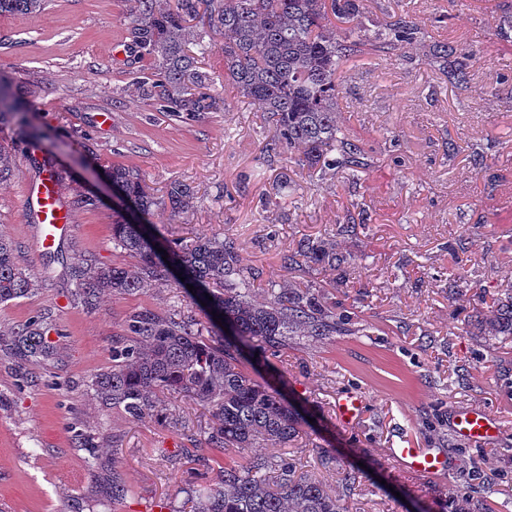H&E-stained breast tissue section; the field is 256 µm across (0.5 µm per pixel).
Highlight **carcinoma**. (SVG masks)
<instances>
[{
    "label": "carcinoma",
    "instance_id": "carcinoma-1",
    "mask_svg": "<svg viewBox=\"0 0 512 512\" xmlns=\"http://www.w3.org/2000/svg\"><path fill=\"white\" fill-rule=\"evenodd\" d=\"M125 7L127 64L140 65L136 91L155 112L202 125L226 111L224 98L211 89L190 46L206 51L202 34L224 37V81L266 114L273 134L263 152L274 158L297 149L296 164L322 175L340 169L352 173L374 168L365 144L344 133L337 122L340 78L344 65L369 44L395 54L412 42L417 28L399 18L373 34L362 32L358 17L367 0H122ZM48 0H0V15L43 12ZM201 24L194 33L188 22ZM429 61L448 71L457 84L470 81L466 48L432 42ZM9 128L31 143L45 139L33 125L29 109L16 92L11 74L0 68V130ZM107 178L121 192L124 215L112 224L115 248L136 259L130 268L81 264L74 270V295L93 310L104 293L132 295L152 284L181 287L158 249L179 260L193 281L189 295L204 314H159L142 308L125 320L123 333L112 337V366L95 374L88 388L104 409H121L133 420L155 410L160 396L187 398L212 412L210 455L202 467L218 466V480L189 490L191 512H345L323 484L299 474L288 462L270 475L269 462L221 463L228 448H285L299 436L305 417L285 399L278 376L259 382L245 365L244 352L267 359L288 348V337L330 339L346 331L336 306L311 288L284 285L267 289L259 301L254 283L260 273L241 267L230 239L201 238L189 248L159 236L150 223L153 208L176 216L194 199L188 184L173 183L166 196L150 192L140 171L117 165ZM287 270L315 261L334 276H343L354 258L336 244L302 239L280 257ZM34 290L31 277L19 271L12 243L0 237V302L24 298ZM212 299H207V296ZM230 335H225L223 327ZM472 334L501 343L512 341V289L493 299L487 311L470 321ZM15 357L43 364L57 351L49 327L39 319L19 325L7 342ZM495 486L486 477L451 492V512H490L486 498ZM130 486L117 473L107 482L106 497L125 500Z\"/></svg>",
    "mask_w": 512,
    "mask_h": 512
}]
</instances>
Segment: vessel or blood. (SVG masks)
I'll return each mask as SVG.
<instances>
[{
    "label": "vessel or blood",
    "instance_id": "b4317fda",
    "mask_svg": "<svg viewBox=\"0 0 512 512\" xmlns=\"http://www.w3.org/2000/svg\"><path fill=\"white\" fill-rule=\"evenodd\" d=\"M24 207L36 224L35 247L38 252L50 250L58 238L72 229L71 214L61 202L59 184L53 177L43 178L27 190ZM362 404L361 395L342 394L336 401V414L341 421L352 422L358 417ZM453 426L458 435L469 440H487L499 434L492 419L480 410L472 409L457 413L453 419ZM390 454L407 471L415 475L443 476L448 472L446 458L428 448H394Z\"/></svg>",
    "mask_w": 512,
    "mask_h": 512
}]
</instances>
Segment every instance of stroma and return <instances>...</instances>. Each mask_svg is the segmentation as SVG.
I'll list each match as a JSON object with an SVG mask.
<instances>
[{
    "mask_svg": "<svg viewBox=\"0 0 512 512\" xmlns=\"http://www.w3.org/2000/svg\"><path fill=\"white\" fill-rule=\"evenodd\" d=\"M400 17L417 39L394 57L366 49L343 68L339 125L363 140L374 171L326 176L296 165V150L274 160L262 152L272 129L262 113L224 81L221 35L209 34L199 66L228 109L203 125L169 120L138 97L134 75L113 57L126 41L121 0H50L40 14L0 16V66L15 73L30 118L47 134L32 145L10 130L0 148L15 165L0 182V236L31 276L28 297L0 303V337L25 320L46 318L57 362L30 365L0 350V512H189L182 489L203 485L197 460L207 455L214 425L209 408L163 398L133 420L101 410L87 389L112 363V337L135 309L195 314L179 288L154 285L134 295L104 297L87 312L74 300L71 269L89 260L132 266L112 244L115 165L141 171L155 196L181 181L195 190L179 217L156 210L158 232L182 244L218 235L234 241L245 267L263 283L313 288L348 316V330L329 339L294 336L273 366L289 400L309 423L287 448L228 449L242 462L261 454L292 463L341 498L347 512H445L451 490L492 475L493 512H512V344L465 333L476 310L512 288V0H368L361 17L376 30ZM459 42L472 53L470 82L460 87L428 60L435 41ZM112 116L109 128L98 114ZM61 179L73 230L37 252L34 223L22 209L28 185L44 174ZM296 183L280 187L282 175ZM94 194L97 209L76 206ZM357 215L355 232L343 224ZM327 240L354 256L344 282L332 285L320 267L291 271L281 255L301 238ZM360 392L358 421L341 425L337 397ZM485 411L499 438L457 435L451 415ZM95 437L97 467L71 448L72 429ZM330 449L332 461L318 454ZM435 448L448 460L445 478L416 477L389 456L392 448ZM366 465L358 483L344 473ZM132 492L101 506L111 473Z\"/></svg>",
    "mask_w": 512,
    "mask_h": 512,
    "instance_id": "1",
    "label": "stroma"
}]
</instances>
